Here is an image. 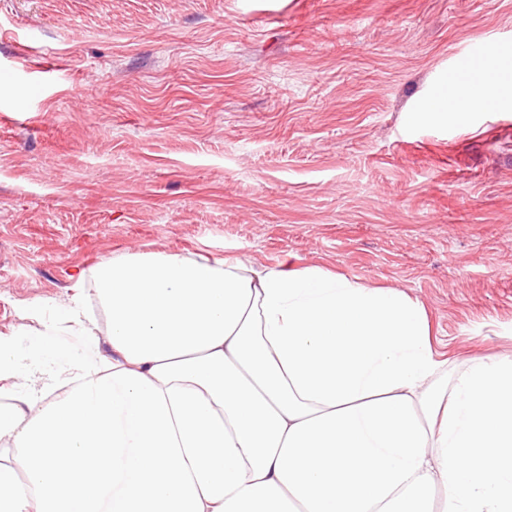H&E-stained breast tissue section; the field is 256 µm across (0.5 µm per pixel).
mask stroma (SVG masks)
<instances>
[{
    "label": "stroma",
    "mask_w": 512,
    "mask_h": 512,
    "mask_svg": "<svg viewBox=\"0 0 512 512\" xmlns=\"http://www.w3.org/2000/svg\"><path fill=\"white\" fill-rule=\"evenodd\" d=\"M0 333L91 362L72 277L157 251L419 300L449 361L512 358V109L410 124L512 0H0ZM85 278V271H80L72 277L74 283L71 288H75V293L67 303L60 304L57 308L61 311L65 321L77 326L82 331L91 332L95 328V323L85 312L81 296Z\"/></svg>",
    "instance_id": "obj_1"
}]
</instances>
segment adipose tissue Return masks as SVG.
I'll use <instances>...</instances> for the list:
<instances>
[{
	"label": "adipose tissue",
	"mask_w": 512,
	"mask_h": 512,
	"mask_svg": "<svg viewBox=\"0 0 512 512\" xmlns=\"http://www.w3.org/2000/svg\"><path fill=\"white\" fill-rule=\"evenodd\" d=\"M512 105V56L413 122ZM112 352L46 400L0 338V512H512V359L444 375L419 301L320 267L129 253L60 311ZM23 467L27 482L16 478Z\"/></svg>",
	"instance_id": "obj_1"
}]
</instances>
